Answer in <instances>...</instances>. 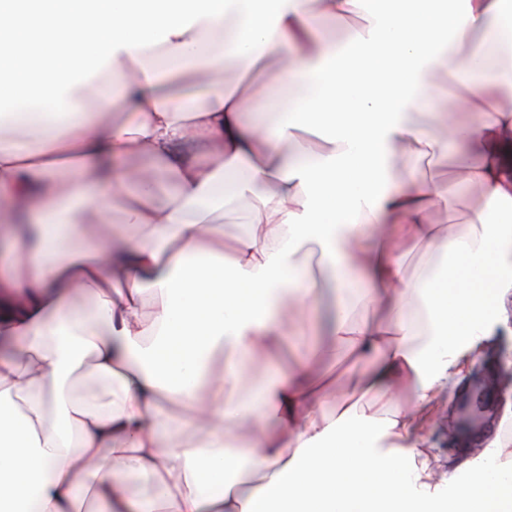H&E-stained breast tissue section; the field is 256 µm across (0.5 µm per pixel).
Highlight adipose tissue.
I'll list each match as a JSON object with an SVG mask.
<instances>
[{
	"label": "adipose tissue",
	"instance_id": "obj_1",
	"mask_svg": "<svg viewBox=\"0 0 512 512\" xmlns=\"http://www.w3.org/2000/svg\"><path fill=\"white\" fill-rule=\"evenodd\" d=\"M313 12L360 24L344 47H318ZM218 36L220 59L209 55ZM506 46L512 0H0V127L30 135L0 146V335L11 344L0 354V512H434L452 477L423 431L512 321V110L480 84L439 94L431 76L462 53L473 73L495 72ZM156 51L202 74L263 55L282 68L261 91L208 84L191 107L149 65ZM116 76L133 108L120 126L103 120ZM92 82L101 92L85 118ZM438 95L421 126L415 113ZM451 112L465 121L448 124ZM434 125L469 144L458 178L484 191L470 231L443 238L428 214L452 208L447 186L402 175L398 189L380 186L397 147L432 149ZM303 132L312 148L284 159L277 142ZM131 156L145 166L116 169ZM161 177L175 199L154 205ZM91 185L102 215L135 186L143 203L126 221L145 234L119 250L118 227L81 241L68 217ZM228 194L249 199L252 222L230 245L209 222ZM306 240L335 288L392 304L389 323L341 310L332 325L374 361L361 386L372 412L342 396L326 416L309 362L238 394L254 356L276 347L282 308L317 302L298 259ZM409 243L438 259L413 280ZM148 287L159 298L149 316ZM85 288L97 291L90 315L67 305ZM46 336L56 350H41ZM217 352L231 363L214 372ZM86 369L109 402L73 396ZM169 395L192 403L202 439L165 444L158 401ZM243 422L260 427L246 450L232 439ZM507 472L460 489L448 512H512ZM132 475L150 499L131 494Z\"/></svg>",
	"mask_w": 512,
	"mask_h": 512
}]
</instances>
